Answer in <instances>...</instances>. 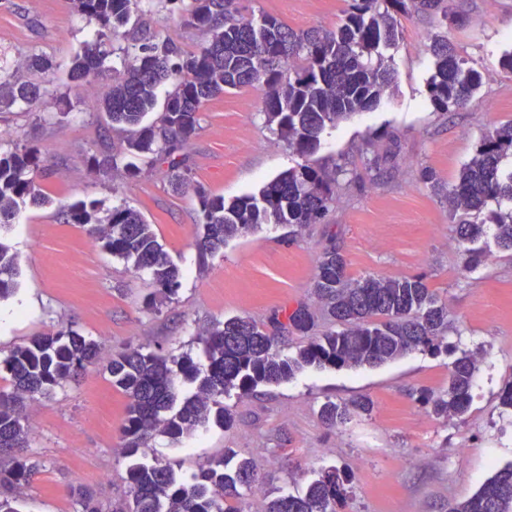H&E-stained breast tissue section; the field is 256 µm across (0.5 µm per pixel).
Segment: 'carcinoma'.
<instances>
[{
	"label": "carcinoma",
	"instance_id": "1",
	"mask_svg": "<svg viewBox=\"0 0 512 512\" xmlns=\"http://www.w3.org/2000/svg\"><path fill=\"white\" fill-rule=\"evenodd\" d=\"M95 41L84 44L69 70L70 78L84 84L106 74L101 45L119 39L135 42L132 63L124 73L112 74L99 102L112 122L127 133L126 153L151 167L165 166L173 173L172 187L187 179L186 149L198 125V112L209 99L227 89L253 86L263 96L268 122L301 156L316 150L326 126L375 107L394 82L384 64L381 48L399 36L397 16L416 11L436 12L443 0H351L334 30L296 31L273 15L245 18L231 8L233 0H192L185 25L204 29L210 40L185 53L170 37L146 34L128 27L131 5L142 0H75ZM429 49L436 58L430 80L431 100L446 111L462 107L481 86V74L450 52L445 36L435 37ZM30 68L46 75L43 85L16 81L0 74V110L29 105L49 94L51 70L38 55ZM169 83L160 124L145 119L155 104L156 90ZM512 155V125L484 136L475 155L465 163L450 187L435 182L453 213L464 219L456 225L459 239L471 244L483 234L479 224L465 217L483 210L490 201L512 202V171L502 174L500 164ZM88 163L109 176L118 169L117 157L93 154ZM44 173L37 149L24 146L0 153V230L26 205H49L39 179ZM333 201V189L322 173L309 164L289 169L263 186L230 202L222 196L199 193L200 224L196 248L201 262L238 233L270 221L304 226L316 223ZM64 220L91 225L102 248L131 266L149 271L157 292L173 295L180 286V269L170 261L144 216L135 209L114 207L103 224L95 201H77L63 207ZM498 247L512 250V212L495 222ZM18 254L0 241V300L17 291ZM313 296L321 314L339 329L312 335L316 313L300 304L274 326L308 337L294 358L283 357L275 336L252 320L232 317L215 323L199 335L204 363L188 354L166 356L133 349L112 355L106 364L112 387L128 399L121 427L129 456L137 455L156 434L178 444L198 428L213 423L228 429L233 415L224 407V393L237 389L247 394L260 384L286 381L307 365L352 367L380 365L422 347H440L448 328V308L421 277L384 278L368 275L352 279L347 261L334 248L319 257ZM101 348L95 340L75 331L35 336L15 347L0 361L7 386L0 387V454L13 455L9 468H0V512H21V488L31 482L38 464L22 455L27 447V406L50 396L53 390L87 366L98 363ZM477 372L474 355H465L448 370V387L425 393L422 403L445 419L462 417L472 402ZM196 384V391L178 400V383ZM367 399L328 400L320 405V419L343 427L356 416L371 412ZM238 456L232 448L192 481L180 480L169 462H132L126 472L127 492L122 512H240L241 489L255 485L254 464L243 458L233 472L224 463ZM347 476L334 468L322 471L303 494L270 499L264 512H336ZM78 512H108L87 489L71 487ZM448 512H512V464L487 479L469 499Z\"/></svg>",
	"mask_w": 512,
	"mask_h": 512
}]
</instances>
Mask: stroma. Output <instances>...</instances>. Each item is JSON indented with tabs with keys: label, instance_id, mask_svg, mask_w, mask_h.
<instances>
[{
	"label": "stroma",
	"instance_id": "stroma-1",
	"mask_svg": "<svg viewBox=\"0 0 512 512\" xmlns=\"http://www.w3.org/2000/svg\"><path fill=\"white\" fill-rule=\"evenodd\" d=\"M249 18L271 14L298 31L335 28L348 0H236ZM164 31L184 52L209 39L169 13L164 0H141L136 15ZM395 45L383 49L395 74L390 91L369 111L326 127L317 151L302 157L270 125L260 92L243 87L204 103L188 148L191 188L171 187L164 167L118 169L102 179L86 158L123 150L124 136L94 104L109 79L93 88L67 76L73 56L94 34L73 0H0V66L22 79L31 54L54 67V93L33 106L0 112V151L24 144L46 154L42 179L53 202L21 208L0 239L20 259L18 295L31 309L0 326V359L32 337L72 328L97 341L104 355L144 348L202 359L196 337L214 321L247 317L270 326L283 310L312 303L319 256L336 247L351 277H424L448 307V331L436 350L415 349L371 367H307L249 395L233 390L224 405L231 429L208 426L174 445L148 439L141 456L174 463L183 478L235 449L253 458L257 486L243 491L241 512H258L262 494L304 493L329 467L346 474L338 512H448L471 497L495 472L512 463V410L499 393L512 381V251L494 249L473 267L454 233L447 204L422 170L454 184L479 140L512 124V75L500 64L512 50V0H444L432 14L402 17ZM437 35L480 71L482 84L464 106L437 110L430 77ZM72 103L61 114L57 96ZM310 163L334 172V200L324 216L302 227L265 224L228 240L200 261L197 191L225 200L258 192L288 169ZM94 201L100 215L124 205L153 224L181 271L174 296L154 295L148 272L126 269L96 244L88 227L65 223L61 206ZM476 354L473 400L463 419L443 421L420 396L448 385V370L463 354ZM373 401L371 415L330 428L318 416L327 400ZM128 400L113 389L103 366L88 368L39 400L38 424L26 456L39 471L24 492L25 512H76L69 489L83 486L99 501L121 508L127 460L121 426Z\"/></svg>",
	"mask_w": 512,
	"mask_h": 512
}]
</instances>
